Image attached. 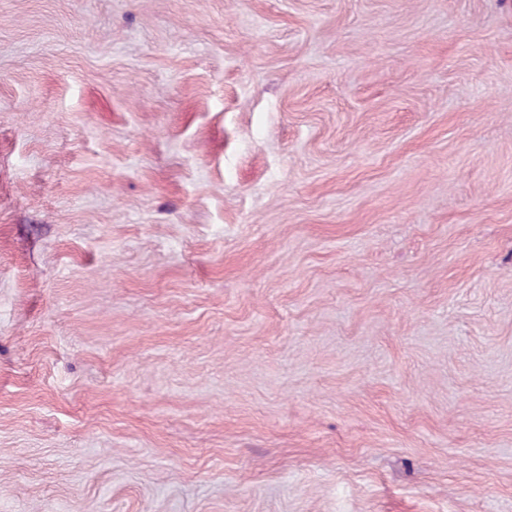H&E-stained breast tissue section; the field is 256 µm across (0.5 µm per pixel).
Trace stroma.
<instances>
[{
  "label": "stroma",
  "instance_id": "35a3bbf8",
  "mask_svg": "<svg viewBox=\"0 0 512 512\" xmlns=\"http://www.w3.org/2000/svg\"><path fill=\"white\" fill-rule=\"evenodd\" d=\"M0 512H512V0H0Z\"/></svg>",
  "mask_w": 512,
  "mask_h": 512
}]
</instances>
